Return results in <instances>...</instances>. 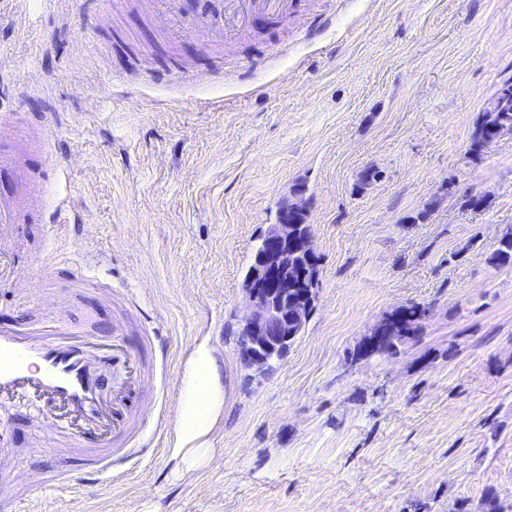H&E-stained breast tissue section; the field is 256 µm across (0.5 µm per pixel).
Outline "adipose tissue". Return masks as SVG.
Instances as JSON below:
<instances>
[{
  "label": "adipose tissue",
  "instance_id": "obj_1",
  "mask_svg": "<svg viewBox=\"0 0 512 512\" xmlns=\"http://www.w3.org/2000/svg\"><path fill=\"white\" fill-rule=\"evenodd\" d=\"M175 413L172 459L189 469L204 467L224 416V363L208 340L196 342L186 361Z\"/></svg>",
  "mask_w": 512,
  "mask_h": 512
}]
</instances>
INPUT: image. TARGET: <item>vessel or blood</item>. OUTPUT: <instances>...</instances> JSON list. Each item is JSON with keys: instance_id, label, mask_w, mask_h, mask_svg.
<instances>
[{"instance_id": "vessel-or-blood-1", "label": "vessel or blood", "mask_w": 512, "mask_h": 512, "mask_svg": "<svg viewBox=\"0 0 512 512\" xmlns=\"http://www.w3.org/2000/svg\"><path fill=\"white\" fill-rule=\"evenodd\" d=\"M288 0H227L229 15L255 10L283 12ZM92 337L77 333L61 337L42 328L33 333L0 329V402L29 397L50 404L38 421L51 429L56 440L73 448L90 482L111 477L113 451L131 449L133 455L148 450L142 434L146 427L162 432V417H149L146 408H128L132 393L147 376L139 360L122 344L112 346V356L123 361L132 374L111 401H104L90 375Z\"/></svg>"}]
</instances>
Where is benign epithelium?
Returning a JSON list of instances; mask_svg holds the SVG:
<instances>
[{
  "label": "benign epithelium",
  "mask_w": 512,
  "mask_h": 512,
  "mask_svg": "<svg viewBox=\"0 0 512 512\" xmlns=\"http://www.w3.org/2000/svg\"><path fill=\"white\" fill-rule=\"evenodd\" d=\"M282 205L287 212L304 215L310 201L294 193ZM315 259L312 235L301 234L298 224L285 219L268 225L261 235V246L252 255V281L243 289L249 313L241 320L238 336L245 366L263 373L273 356L288 355L309 318L312 303L298 286Z\"/></svg>",
  "instance_id": "benign-epithelium-1"
}]
</instances>
